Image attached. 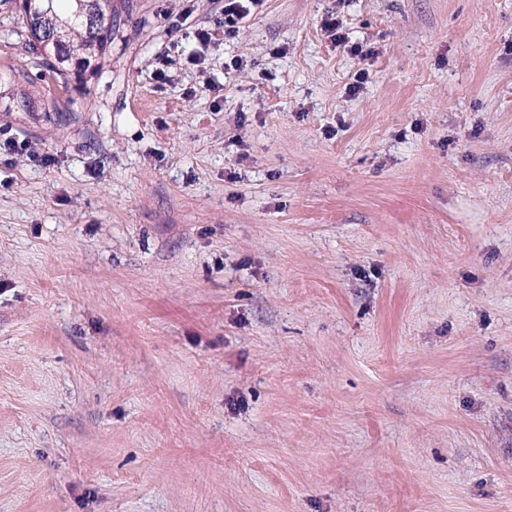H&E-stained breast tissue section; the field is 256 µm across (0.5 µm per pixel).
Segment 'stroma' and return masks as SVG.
<instances>
[{
    "instance_id": "stroma-1",
    "label": "stroma",
    "mask_w": 512,
    "mask_h": 512,
    "mask_svg": "<svg viewBox=\"0 0 512 512\" xmlns=\"http://www.w3.org/2000/svg\"><path fill=\"white\" fill-rule=\"evenodd\" d=\"M223 17L0 6V512H512V0ZM52 1L51 9L48 12L39 10V15L27 13L21 8L25 14L24 28L27 30V38L29 47L42 58V81L46 80L47 86L50 81L65 90L70 88L72 77L68 76L63 70L71 75L79 69L88 66L86 60L76 61L68 59L64 55L59 58L65 63V67L57 69L53 55L55 49L52 45L38 46L30 39L29 32L36 35V31L41 28L48 30L53 28L55 24H64L68 32L67 52L72 57H87L90 55L99 56L100 60H104L108 48L112 44V0H49ZM81 11H93L97 14L99 29L93 33L87 29L80 16ZM61 29H52L45 33L44 40L46 43H52L61 47L65 44L67 32ZM104 33L106 40L98 43V34Z\"/></svg>"
}]
</instances>
